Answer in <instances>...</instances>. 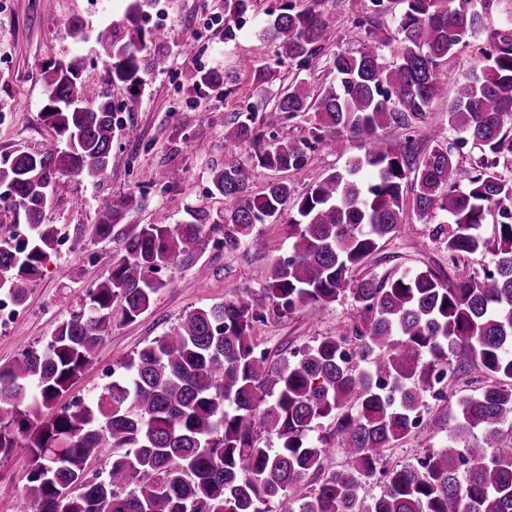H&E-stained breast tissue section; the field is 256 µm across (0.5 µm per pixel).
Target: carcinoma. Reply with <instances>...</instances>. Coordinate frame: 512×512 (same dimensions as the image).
<instances>
[{"instance_id": "obj_1", "label": "carcinoma", "mask_w": 512, "mask_h": 512, "mask_svg": "<svg viewBox=\"0 0 512 512\" xmlns=\"http://www.w3.org/2000/svg\"><path fill=\"white\" fill-rule=\"evenodd\" d=\"M144 4L129 0L96 36L112 85L131 96L146 72L168 64L164 33L141 23ZM400 4L390 42L395 62L367 42L332 57L335 83L315 92L295 83L277 94L275 113L314 111L309 136H265L263 92L240 112L224 137V166L212 176L214 190L234 201L221 221L192 209L179 224L124 234L107 276L85 289L54 336L0 368V458L29 450L26 512H512V177L500 171V159L512 154L504 131L512 121V28L492 32L487 63L457 83L448 107V124L477 153L464 159L436 141L419 159L424 137L410 123L437 95L440 65L492 28L494 13L512 19V0H480L478 9L471 0ZM251 8L252 0H224V19ZM327 28L322 12L288 7L265 35L281 66L316 55ZM185 81L205 94L233 76L194 70ZM44 82L42 117L64 149L19 146L0 158V204L13 217L0 229V277L17 302L58 242V227L44 223L56 175L96 182L110 175L112 102L85 100L73 63L48 67ZM387 128L401 133L381 135ZM351 141L364 154L302 195L279 179L251 191L255 169L299 174L318 147L344 155ZM141 204L133 194L105 200L92 236L112 238ZM409 209L440 218L436 236L452 263L487 252L490 265L453 278L428 266L357 275L402 233ZM285 214L293 254L266 270L259 292L188 312L116 363L94 398L60 404L112 325L136 320L168 285L164 270L178 265L205 275V227L223 231L224 247L233 249L255 225ZM488 223L491 240L481 232ZM345 295L356 310L350 329L316 339L295 361L257 352L258 310L291 315ZM351 337L359 344L345 358ZM355 355L371 357L367 368L353 367ZM444 367L451 380L477 371L486 384L457 400L447 447L385 465L394 443L415 428L424 396L444 380ZM325 420L331 429L309 439ZM265 430L280 447L261 445ZM333 441L348 464L291 498V489L323 469ZM105 446L112 448L105 467L90 472ZM374 482L380 493L369 499Z\"/></svg>"}]
</instances>
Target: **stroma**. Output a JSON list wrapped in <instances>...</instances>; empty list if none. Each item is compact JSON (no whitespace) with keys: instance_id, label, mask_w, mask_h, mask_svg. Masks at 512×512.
<instances>
[{"instance_id":"35a3bbf8","label":"stroma","mask_w":512,"mask_h":512,"mask_svg":"<svg viewBox=\"0 0 512 512\" xmlns=\"http://www.w3.org/2000/svg\"><path fill=\"white\" fill-rule=\"evenodd\" d=\"M296 9L314 6L324 13L330 26L319 53L305 63L278 67L275 46L263 29L270 16L286 4ZM126 0H53L45 9L42 0H0V156L15 147L44 150L54 145L52 130L41 117L45 98L42 72L57 63H78L86 98L106 95L115 113V138L108 179L93 182L81 176L59 177L54 200L45 221L57 225L61 243L45 259L24 304L18 306L10 323L0 326V366L11 364L24 346H38L53 336L67 320L84 290L105 277L113 255L123 250L122 237L99 241L90 234L98 221V202L115 201L135 194L143 197L141 207L127 212L121 227L137 228L165 220L182 222L190 208L210 215L223 214L230 199L218 195L212 186V172L224 164V132L241 109L250 103L258 85L276 95L289 83L305 82L309 87L334 79L329 59L339 51L358 50L365 31L358 27L369 0H254L242 19L225 21L224 0H164V15L156 17L146 8L142 23L161 29L168 41L170 64L166 71L149 72L137 97L114 87L109 60L96 50L99 29L119 17ZM80 20L86 39H75L70 20ZM197 44L194 59L180 51L183 41ZM489 36L462 52L441 69L442 91L420 119L429 140H459L448 125V106L457 80L484 62L482 48ZM234 75L227 93L199 95L188 90L183 75L194 67ZM360 143H351L347 155L315 150L305 171L290 176L295 194L329 172L342 168L347 156L361 154ZM184 171V180L162 187L157 173L170 165ZM407 226L384 250L385 260L373 271L384 274L427 265L447 272L448 253L442 241L432 235L433 223L406 213ZM292 241L285 222L260 224L235 249L208 244L203 261L206 277L194 270L172 268L169 283L155 296L148 311L128 324L114 326L98 356L64 395V402L90 399L109 381L114 364L162 336L196 308H205L232 297L259 290L261 276L276 259L287 256ZM355 314L350 297L327 305H309L294 314L281 316L264 311L256 324V341L261 348L291 356L294 350L312 345L320 336H331L350 326ZM458 416L455 403L428 396L419 427L395 443L388 464L413 462L448 443V432ZM29 452L15 448L0 465V512L13 507L26 483Z\"/></svg>"}]
</instances>
